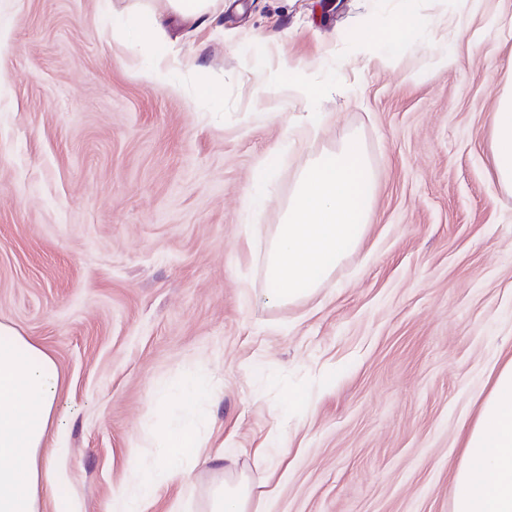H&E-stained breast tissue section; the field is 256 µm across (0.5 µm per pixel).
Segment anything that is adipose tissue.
<instances>
[{"mask_svg":"<svg viewBox=\"0 0 512 512\" xmlns=\"http://www.w3.org/2000/svg\"><path fill=\"white\" fill-rule=\"evenodd\" d=\"M142 42L160 43V17L150 0H135L127 14L112 23V40L124 43L127 30ZM460 25L452 18L432 20L419 14L416 0H397L393 13L374 16L366 24L362 56L392 64L407 48L428 57L435 68L456 63ZM350 60L333 59L327 77L319 66L280 70L257 80L259 92L292 89L306 104L302 124L318 129V104L334 88L344 86ZM145 77L156 84L187 85L205 103L222 97L218 85L201 80L193 66L158 55ZM488 135L495 184L512 191V76L508 77L490 115ZM60 375L54 357L14 328L0 322V512H42V494L60 476L58 464L43 453L47 439L61 433L66 416L59 401ZM207 373L189 372L175 391L178 421L160 418L155 437L164 453L152 467L133 462L128 481L114 490L109 512H143V505L162 485H191L189 463L202 461L215 476L204 492L205 512H270L269 494H256L249 478L221 464L222 457L204 451L206 437L199 427L202 395L213 390ZM454 512H512V358L497 370L479 414L465 433L450 489Z\"/></svg>","mask_w":512,"mask_h":512,"instance_id":"ef3b65f1","label":"adipose tissue"}]
</instances>
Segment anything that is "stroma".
Here are the masks:
<instances>
[{
	"label": "stroma",
	"instance_id": "obj_1",
	"mask_svg": "<svg viewBox=\"0 0 512 512\" xmlns=\"http://www.w3.org/2000/svg\"><path fill=\"white\" fill-rule=\"evenodd\" d=\"M133 0H0V322L47 348L68 426L62 474L44 493L107 512L151 465L146 429L197 364L218 386L202 401L211 449L272 512H452L466 428L512 357V194L494 185L489 116L512 73V0L463 15L457 65L418 50L384 67L351 55L367 17L395 0H224L214 22L164 23V40L224 88L207 111L148 82L137 32L112 42L106 10ZM335 56L350 91L325 101L318 134L262 109L257 73ZM357 135L374 171L361 247L310 299L253 306L266 286L245 233L280 223L313 156ZM274 159L269 201L247 209ZM296 407L282 414V399ZM287 453L257 468L280 424Z\"/></svg>",
	"mask_w": 512,
	"mask_h": 512
}]
</instances>
